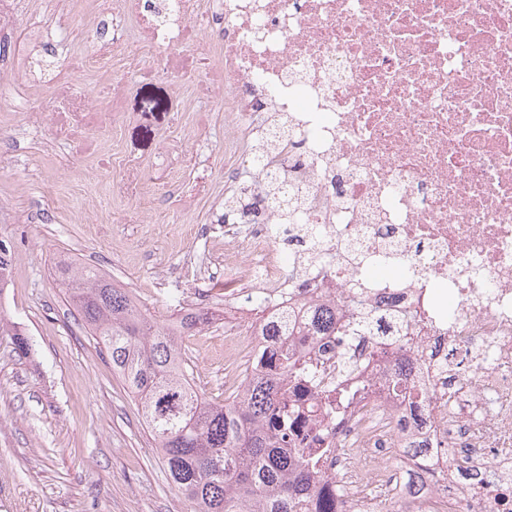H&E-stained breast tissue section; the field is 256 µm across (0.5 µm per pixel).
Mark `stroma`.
Instances as JSON below:
<instances>
[{"instance_id":"1","label":"stroma","mask_w":512,"mask_h":512,"mask_svg":"<svg viewBox=\"0 0 512 512\" xmlns=\"http://www.w3.org/2000/svg\"><path fill=\"white\" fill-rule=\"evenodd\" d=\"M54 0H17L18 25L0 31L50 29V49L34 48L25 62L26 81L15 86L9 64L0 65V90L13 106L0 115L22 123L30 112H51L52 79L60 58L73 60L89 45L73 37L69 17L55 16ZM127 120L117 139H103L82 165L69 167L76 147L47 144L42 128L26 126L17 147L0 142V244L11 253L12 282L0 294V314L25 333L30 352L21 357L11 337L0 335V512H190L170 484L142 415L103 345L82 324L50 274L53 258L69 256L109 274L129 288L157 323L171 313L162 272L179 273L183 287L223 272V241L200 255L201 227L224 212V171L208 155L224 151V115L215 113L208 145L195 142L191 113L171 95L160 64L126 79ZM177 147L181 182L203 176L208 189L191 214L177 206V188L161 191L152 212L140 210L121 181L118 167L104 166L112 153L134 163H160ZM101 216L120 214L124 223L84 220L88 200ZM205 309L212 324L193 337L187 355L197 389L224 399V303Z\"/></svg>"}]
</instances>
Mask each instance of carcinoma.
I'll return each instance as SVG.
<instances>
[{"label": "carcinoma", "mask_w": 512, "mask_h": 512, "mask_svg": "<svg viewBox=\"0 0 512 512\" xmlns=\"http://www.w3.org/2000/svg\"><path fill=\"white\" fill-rule=\"evenodd\" d=\"M275 227L283 241L303 238L310 249L304 262L318 259L322 230L305 223L297 203L278 209ZM54 276L132 394L168 479L191 512H307L309 492L321 481L319 446L325 438L316 434L315 447L290 448L275 429L295 426L293 411L285 404L289 387L315 393L327 414L345 412L354 394L344 391L341 381L324 382L305 356L290 348L275 357L287 386L261 374L267 360L260 355L236 393L222 403L210 401L192 384L178 343V336H190L209 323L208 312L187 310L176 335L151 322L129 289L94 267L79 268L61 257ZM350 302L356 318L338 334L336 345L340 377L357 369L350 356L357 336L403 339L411 322L409 316L372 308L356 295ZM304 323L310 335L329 336L336 332V312L317 307Z\"/></svg>", "instance_id": "1"}]
</instances>
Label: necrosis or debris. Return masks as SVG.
Wrapping results in <instances>:
<instances>
[{
  "instance_id": "necrosis-or-debris-1",
  "label": "necrosis or debris",
  "mask_w": 512,
  "mask_h": 512,
  "mask_svg": "<svg viewBox=\"0 0 512 512\" xmlns=\"http://www.w3.org/2000/svg\"><path fill=\"white\" fill-rule=\"evenodd\" d=\"M63 2L76 31L104 21L80 62L61 60L59 108L28 121L79 143L71 166L126 121L111 61L161 62L199 129L211 117L198 99L224 106L225 173L252 183L224 218L225 391L286 343L335 379L331 337L285 340L265 324L325 304L346 322L342 287L361 278L367 303L415 320L386 358L375 337L353 341L360 368L346 385L361 399L345 413L294 404L325 434L319 469L343 488L332 512H512V0ZM182 44L191 52L176 53ZM78 65L100 76L98 107L73 89ZM279 121L293 132L279 176L301 189L306 223L327 229V259L303 278L288 275L255 157ZM175 174L127 162L122 179L148 208ZM392 366L427 389V405L389 389Z\"/></svg>"
}]
</instances>
